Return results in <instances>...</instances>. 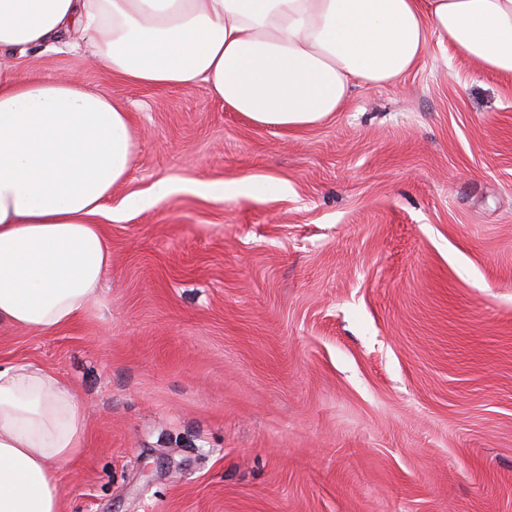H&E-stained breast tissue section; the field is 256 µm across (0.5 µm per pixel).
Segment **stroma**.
<instances>
[{"instance_id":"1","label":"stroma","mask_w":512,"mask_h":512,"mask_svg":"<svg viewBox=\"0 0 512 512\" xmlns=\"http://www.w3.org/2000/svg\"><path fill=\"white\" fill-rule=\"evenodd\" d=\"M19 71L126 106L141 138L113 203L173 186L106 222L94 315L0 328V364L87 405L63 512H512V74L433 43L286 131L78 55ZM171 192V186L166 181H158L151 189L147 197L131 194L126 196L120 204L121 211L141 209L147 205L157 202L168 196Z\"/></svg>"}]
</instances>
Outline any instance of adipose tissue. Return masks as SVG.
Masks as SVG:
<instances>
[{"mask_svg": "<svg viewBox=\"0 0 512 512\" xmlns=\"http://www.w3.org/2000/svg\"><path fill=\"white\" fill-rule=\"evenodd\" d=\"M73 31L123 83L202 82L279 130L323 123L354 85L398 83L433 42L512 74V0H0V49L56 51ZM137 147L111 96L0 66V326L51 334L94 311L112 268L98 219ZM85 423L55 373L0 366V512H62Z\"/></svg>", "mask_w": 512, "mask_h": 512, "instance_id": "adipose-tissue-1", "label": "adipose tissue"}]
</instances>
